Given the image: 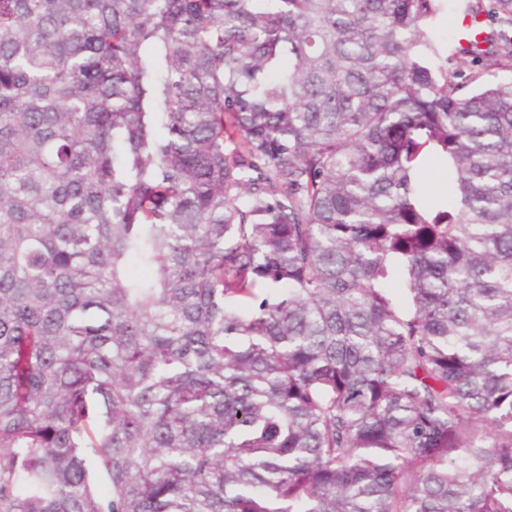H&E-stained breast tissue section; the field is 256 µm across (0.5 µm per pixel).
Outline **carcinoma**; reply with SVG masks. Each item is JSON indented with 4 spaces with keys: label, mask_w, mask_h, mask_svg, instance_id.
I'll return each instance as SVG.
<instances>
[{
    "label": "carcinoma",
    "mask_w": 512,
    "mask_h": 512,
    "mask_svg": "<svg viewBox=\"0 0 512 512\" xmlns=\"http://www.w3.org/2000/svg\"><path fill=\"white\" fill-rule=\"evenodd\" d=\"M447 9L0 0V512H512V0Z\"/></svg>",
    "instance_id": "carcinoma-1"
}]
</instances>
